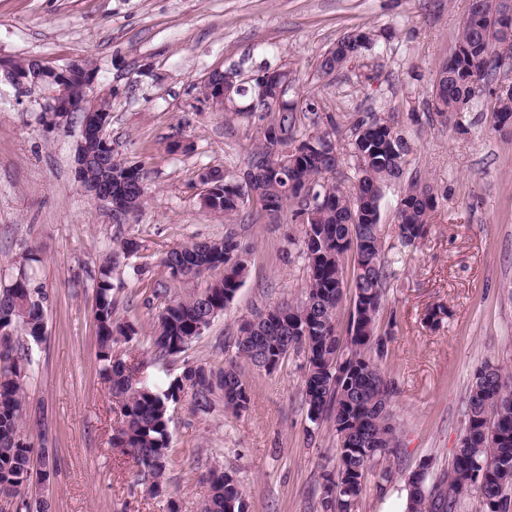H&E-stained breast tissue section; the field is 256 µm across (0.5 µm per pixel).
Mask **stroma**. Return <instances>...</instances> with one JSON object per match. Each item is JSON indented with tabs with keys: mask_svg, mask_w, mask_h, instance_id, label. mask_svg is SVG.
I'll return each mask as SVG.
<instances>
[{
	"mask_svg": "<svg viewBox=\"0 0 512 512\" xmlns=\"http://www.w3.org/2000/svg\"><path fill=\"white\" fill-rule=\"evenodd\" d=\"M469 8L470 0H0V57L57 67L91 60L112 89L106 136L142 166L147 187L141 212L117 223L76 178L78 118L52 129L44 89L20 97L0 84V286L24 262L49 295L46 334L31 347L24 380V435L33 454H49L56 474L49 485L23 486L20 499H46L51 512H202L207 474L216 469L239 480L248 512H325L320 486L336 463V430L307 417L300 353L270 373L241 362L252 393L245 412L225 409L220 390L204 411L188 393L172 404L165 481L174 510L138 485L136 467L111 442L118 415L100 374L93 309L99 266L117 240L139 244L112 270L114 316L139 334L114 353L163 384L189 367L224 368L244 320L304 296L303 225L265 217L230 226L199 205L201 168L242 174L258 136L253 118L226 123L199 95L211 70L244 58L287 68L289 99L298 111L312 102L333 114L338 147L347 148L353 124L372 110L391 117L412 144L404 172L425 179L437 205L426 238L405 247L395 219L401 185L381 202L391 273L383 315L392 321L381 366L398 388L399 448L389 461L392 481L380 483L370 470L356 512H386L421 463L435 474L447 467L477 368L512 370V127H495L482 100L455 125L431 106L436 68ZM359 28L376 46L322 75V54ZM176 137L187 151L169 150ZM230 231L251 251L243 285L184 352L154 361L149 335L163 307L221 276L174 280L163 258ZM438 305L447 314L428 326L426 314Z\"/></svg>",
	"mask_w": 512,
	"mask_h": 512,
	"instance_id": "stroma-1",
	"label": "stroma"
}]
</instances>
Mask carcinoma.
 <instances>
[{
  "label": "carcinoma",
  "mask_w": 512,
  "mask_h": 512,
  "mask_svg": "<svg viewBox=\"0 0 512 512\" xmlns=\"http://www.w3.org/2000/svg\"><path fill=\"white\" fill-rule=\"evenodd\" d=\"M500 20L489 15L473 23L466 18L457 38L458 50L439 68L433 83L432 107L444 121L460 126L458 116L473 101L471 84L489 75L497 65L495 31ZM374 38L367 30H353L336 42V50L323 56L320 71H338L372 47ZM260 83L224 87L233 118L248 114L258 119L260 138L251 160L267 156L270 146L283 148L277 168L253 177L252 188L279 215L289 214L291 222L304 223L302 253L307 261L309 280L303 300L286 303L261 312L243 322L235 339L237 354L271 372L288 355V350L308 346L309 368L305 376L307 416L312 412L331 419L336 432L351 431L352 445L337 447L336 468L323 474L322 500L330 512H355L368 471L397 451L396 426L390 411L397 394L395 382L382 370L379 359L385 354L386 338L377 334L384 290L389 278L383 251L380 202L384 190L397 183L403 173L410 144L390 122L375 115L357 120L351 142L355 160V181L349 190L329 178L341 156L308 146L310 138L333 139L338 122L325 116V128L297 138L296 106L275 96L258 100ZM494 121L512 119V98L490 94ZM101 145L91 147L92 156L83 172V182L100 181ZM223 183L207 203L210 212L231 223L241 219L256 224L262 214L246 207L245 193L237 178L212 168ZM112 187L121 191L126 205L138 212L143 207L146 186L134 175L120 169L112 176ZM318 192L320 203L305 209V193ZM436 196L431 188L415 179L403 189L398 216V238L404 246H414L428 233L429 218ZM354 256L352 277H347L345 256ZM167 268L178 265L171 277L190 280L207 272L223 269L200 295L170 301L158 315L152 336L156 357L183 352L201 336L200 324L217 316L235 297L249 271V250L232 232L222 239L192 242L172 250L163 260ZM94 319L99 342L100 373L108 385L119 414L113 430L112 447L131 459L148 493L164 491L163 475L170 456V405L184 389L191 390L195 406L207 408L214 388L224 389V407L235 413L249 408L251 390L233 361L228 368L214 372L188 367L182 377L163 389L150 379L136 377L138 369L114 356V345L130 342L138 331L130 322L113 316L112 261L98 270ZM353 288V296L363 305L359 310L362 327L346 336L337 329L336 312ZM49 300L43 288L21 272L14 282L0 290V496L13 497L19 489L37 479L50 481L54 472L44 465L34 469L30 446L22 436L26 397L21 369L31 364L18 340L21 330L35 342L45 335V311ZM512 375L491 364L474 374L467 401V420L459 447L448 467L433 476L425 462L404 484L408 494L407 512H456L461 496L475 491L485 512H509L512 501L503 495L512 485ZM210 494L204 512H246L247 503L240 482L224 481V472L212 470L208 476Z\"/></svg>",
  "instance_id": "1"
}]
</instances>
